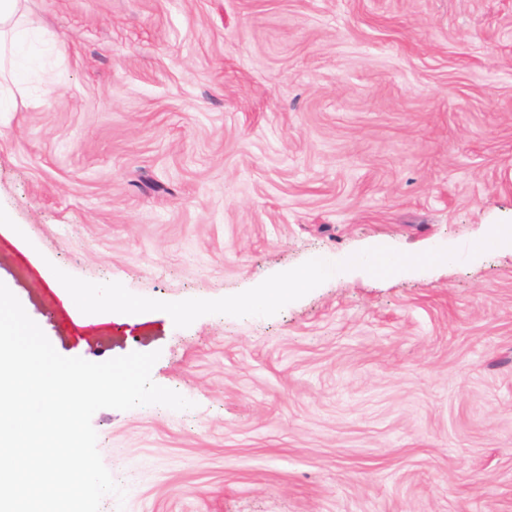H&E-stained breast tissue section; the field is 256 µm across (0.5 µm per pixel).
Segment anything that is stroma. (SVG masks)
Instances as JSON below:
<instances>
[{"mask_svg":"<svg viewBox=\"0 0 512 512\" xmlns=\"http://www.w3.org/2000/svg\"><path fill=\"white\" fill-rule=\"evenodd\" d=\"M27 12L56 45L0 112V282L62 356L159 352L193 403L93 415L126 492L100 512H512L511 252L186 328L81 313L54 275L217 299L512 222V0Z\"/></svg>","mask_w":512,"mask_h":512,"instance_id":"stroma-1","label":"stroma"}]
</instances>
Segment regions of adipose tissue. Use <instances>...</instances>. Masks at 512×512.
<instances>
[{
  "label": "adipose tissue",
  "instance_id": "1",
  "mask_svg": "<svg viewBox=\"0 0 512 512\" xmlns=\"http://www.w3.org/2000/svg\"><path fill=\"white\" fill-rule=\"evenodd\" d=\"M46 40L27 20L24 0H0V112L16 110L17 74L32 65L35 44Z\"/></svg>",
  "mask_w": 512,
  "mask_h": 512
}]
</instances>
